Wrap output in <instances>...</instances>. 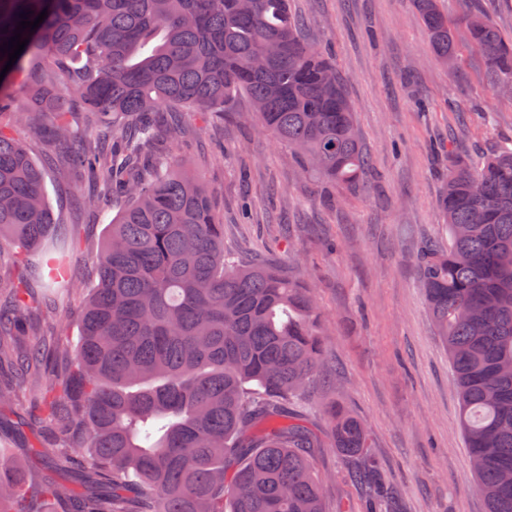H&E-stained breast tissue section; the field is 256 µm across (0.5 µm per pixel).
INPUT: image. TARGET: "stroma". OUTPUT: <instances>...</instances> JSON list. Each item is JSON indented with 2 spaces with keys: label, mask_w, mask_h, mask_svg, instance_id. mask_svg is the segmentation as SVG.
I'll use <instances>...</instances> for the list:
<instances>
[{
  "label": "stroma",
  "mask_w": 512,
  "mask_h": 512,
  "mask_svg": "<svg viewBox=\"0 0 512 512\" xmlns=\"http://www.w3.org/2000/svg\"><path fill=\"white\" fill-rule=\"evenodd\" d=\"M290 10L304 36L333 54L345 82L370 157L356 186L305 176L287 145L232 114L182 112L191 135L168 150L212 190L226 251L276 262L311 289L332 380L309 387L310 423L327 433L331 398L363 421L397 512H486L416 257L424 244L448 243L438 199L449 155L475 164L512 143V99L488 85L477 52L463 50L454 65L435 56L413 0H290ZM80 192L94 195L93 208L77 205ZM45 193L78 292L56 335L74 345L106 226L124 201L55 165H46ZM19 395L0 413L9 421L0 456L28 453L35 442L61 447L65 431L47 416L43 395ZM314 467L329 512H363L344 456L323 448Z\"/></svg>",
  "instance_id": "stroma-1"
}]
</instances>
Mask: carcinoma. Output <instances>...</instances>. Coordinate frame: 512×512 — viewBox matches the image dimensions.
Instances as JSON below:
<instances>
[{
	"label": "carcinoma",
	"mask_w": 512,
	"mask_h": 512,
	"mask_svg": "<svg viewBox=\"0 0 512 512\" xmlns=\"http://www.w3.org/2000/svg\"><path fill=\"white\" fill-rule=\"evenodd\" d=\"M443 60L457 25L439 0H414ZM47 17L0 81V245L44 252L37 277L59 303L75 291L66 255L46 246L55 217L43 167L8 130L24 125L127 200L107 225L76 347L44 337L22 349L37 304L0 278V360L33 389L48 359L70 365L51 388L72 446L34 448L58 480L26 483L0 460V503L81 500L80 512H327L313 466L323 439L290 411L321 372L309 289L224 251L211 191L158 149L155 115L239 111L288 145L306 171L352 187L368 166L333 58L302 36L289 0H0V45L20 15ZM469 44L495 90L512 86V40L466 9ZM87 108L83 132L67 110ZM439 205L448 247L425 246L419 279L459 389L460 421L487 512H512V149L450 160ZM330 440L374 509L387 505L363 424L332 405ZM90 449L91 464L76 462Z\"/></svg>",
	"instance_id": "1"
}]
</instances>
